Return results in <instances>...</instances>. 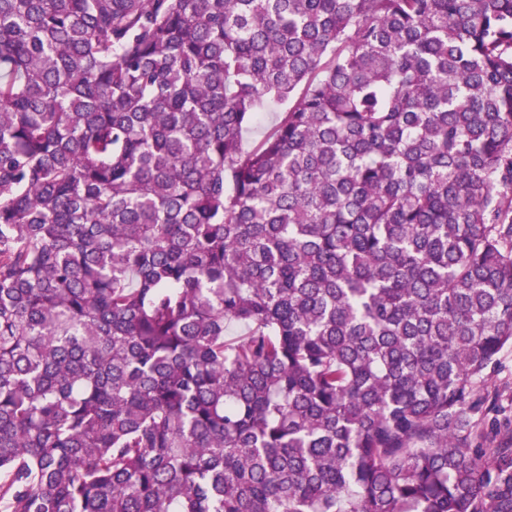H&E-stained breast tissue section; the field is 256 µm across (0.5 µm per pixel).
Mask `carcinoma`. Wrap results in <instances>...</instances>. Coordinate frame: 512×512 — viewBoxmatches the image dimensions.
Masks as SVG:
<instances>
[{
	"instance_id": "cac0c4a2",
	"label": "carcinoma",
	"mask_w": 512,
	"mask_h": 512,
	"mask_svg": "<svg viewBox=\"0 0 512 512\" xmlns=\"http://www.w3.org/2000/svg\"><path fill=\"white\" fill-rule=\"evenodd\" d=\"M507 348L512 0H0V512H512Z\"/></svg>"
}]
</instances>
